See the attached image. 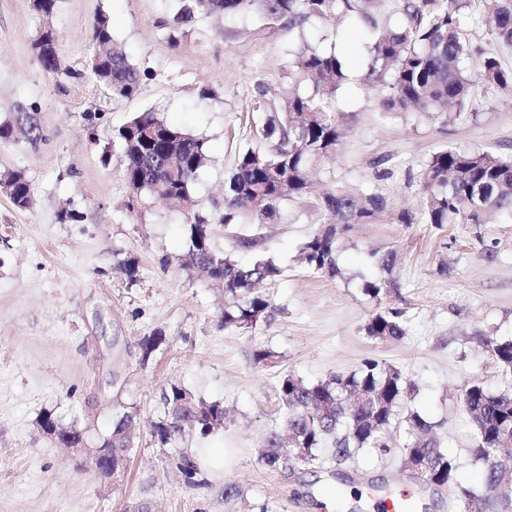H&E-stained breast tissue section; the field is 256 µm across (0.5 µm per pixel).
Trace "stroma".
Returning a JSON list of instances; mask_svg holds the SVG:
<instances>
[{
  "instance_id": "1",
  "label": "stroma",
  "mask_w": 512,
  "mask_h": 512,
  "mask_svg": "<svg viewBox=\"0 0 512 512\" xmlns=\"http://www.w3.org/2000/svg\"><path fill=\"white\" fill-rule=\"evenodd\" d=\"M101 13L144 75L136 96H114L88 66V29ZM168 17L167 0H59L48 18L30 0H0V122L15 106H33L41 130L35 142L0 141V176L23 171L34 199L21 211L0 191V512H134L141 504L150 512H258L263 504L273 512H381L383 501L406 490L426 512H457L451 489L416 482L396 456L273 471L258 454L281 422L285 375L317 382L376 359L415 383L410 406L435 423L458 460V481L480 484L459 394L471 382L493 392L502 386L475 335L512 339V217L477 228L351 225L335 279L298 260L323 220L313 200L286 203L274 224L215 226L214 244L235 260L249 263L262 253L281 269L262 286L272 317L227 328L223 288L189 277L181 265L189 248L183 214L151 195L133 197L115 133L149 109L203 138L208 161L191 195L201 210L222 209L238 155L267 147L253 110L258 89L283 109L297 88L292 54L307 42L340 52L348 74L336 94L348 131L335 160L316 170L318 187L376 191L397 211L413 205L408 180L442 147L512 156V98L488 91L477 117L452 126L413 113L386 120L378 93L364 83L363 38L353 23L300 31L252 13L202 16L174 44L163 26ZM48 26L58 38L59 76L46 73L32 49ZM383 155L390 161L382 169L375 161ZM66 209L81 212V221H61ZM241 236L259 237L257 249H240ZM388 249L398 252L389 272L371 258ZM130 256L138 261L132 279L119 270ZM374 279L394 286L389 301L405 313L400 340L363 332L378 309L363 292ZM157 332L165 343L142 359L141 340ZM259 345L273 352L269 363H254ZM174 384L230 411L223 430L182 442L223 449L227 458L221 471L201 470L195 487L173 469L174 448L159 447L150 432ZM127 406L138 411L139 430L127 473L115 484L38 430L40 416L52 411L63 423L78 422L95 444ZM229 483L242 492L232 502L224 499Z\"/></svg>"
}]
</instances>
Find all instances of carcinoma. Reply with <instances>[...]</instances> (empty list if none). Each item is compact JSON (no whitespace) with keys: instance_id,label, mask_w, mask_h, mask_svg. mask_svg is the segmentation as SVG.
<instances>
[{"instance_id":"carcinoma-1","label":"carcinoma","mask_w":512,"mask_h":512,"mask_svg":"<svg viewBox=\"0 0 512 512\" xmlns=\"http://www.w3.org/2000/svg\"><path fill=\"white\" fill-rule=\"evenodd\" d=\"M173 22L188 25L197 15L255 12L304 28L353 19L367 35V84L382 98L383 117L413 112L421 119L455 125L478 114L486 92L495 88L512 94V0H172ZM481 14L489 22L486 42L467 33L468 20ZM45 28L33 42L44 70L60 69L59 54L48 50ZM91 67L112 93L130 98L138 94L141 73L114 39L106 15L95 17L88 38ZM292 74L312 83V92L295 91L282 112L266 102L259 132L272 143L267 151L242 153L224 182V208L195 209L191 185L207 161L203 139L169 125L158 113H138L118 130L125 155L124 177L133 195L152 194L187 213L190 245L182 266L189 275L224 284V327L249 328L271 315L268 299L257 285L273 279L280 268L270 258L241 264L217 250L212 241L216 224L231 226L248 217L257 224L278 219L286 200H303L312 191L310 174L336 154L345 129L342 113L327 100L347 79L346 67L334 53L305 47L296 53ZM37 128L34 113L17 107L14 119L0 122V140ZM0 187L10 191L12 204L27 210L33 204L29 180L9 173ZM417 204L391 212L380 193L332 184L316 199L324 217L322 227L300 248L298 261L331 279L342 275L337 263L340 235L352 224H490L496 215L512 213V158L492 150L448 145L433 152L417 175ZM364 292L376 302L390 293L382 281H367ZM364 331L378 341L405 336L404 311L384 307L366 320ZM488 354L505 378H512V339L482 337ZM412 390L401 370L376 359L364 361L348 374L309 382L288 374L279 385L285 432H271L260 461L270 469H322L341 457L371 451L381 458L412 456L425 471L426 485L453 489L459 512H512V386L497 392L483 384H468L460 403L471 427V457L483 465L478 486L457 481V460L443 448L433 426L414 411L403 420L405 442L396 448L389 438L400 409ZM227 410L221 401L194 396L177 385L163 396V415L152 425L154 442L162 448L189 434L207 436L224 425ZM137 417L124 411L112 422L101 448H118L127 441L126 423ZM42 432L63 448L87 444L77 423L65 425L50 411L40 419ZM176 468L188 485H196L201 470L197 453L180 451Z\"/></svg>"}]
</instances>
